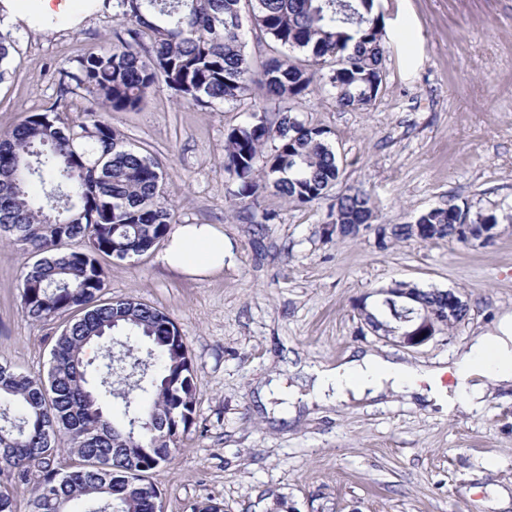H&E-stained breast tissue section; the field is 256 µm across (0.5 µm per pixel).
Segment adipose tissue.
<instances>
[{
	"mask_svg": "<svg viewBox=\"0 0 512 512\" xmlns=\"http://www.w3.org/2000/svg\"><path fill=\"white\" fill-rule=\"evenodd\" d=\"M105 0H0V22L12 27L41 23L44 29H71L101 11ZM224 235L209 224H181L161 256L167 266L190 275L223 269ZM453 384L444 385V374ZM312 396L374 398L386 391L417 396L444 410L480 405L488 382L512 384V313L493 332L462 352L449 368L410 365L389 355L359 353L333 367L308 369Z\"/></svg>",
	"mask_w": 512,
	"mask_h": 512,
	"instance_id": "obj_1",
	"label": "adipose tissue"
}]
</instances>
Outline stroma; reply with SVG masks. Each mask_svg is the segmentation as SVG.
<instances>
[{
    "mask_svg": "<svg viewBox=\"0 0 512 512\" xmlns=\"http://www.w3.org/2000/svg\"><path fill=\"white\" fill-rule=\"evenodd\" d=\"M385 79L362 109L319 89L296 106L327 129L342 176L327 198L300 206L271 191L234 197L224 169L228 129L250 104L208 110L160 88L138 110L116 112L127 142L158 158L173 224L224 234V268L196 278L167 269L164 244L126 260L100 256L105 298L156 306L175 321L195 369L194 423L173 458L149 473L162 512H512V389L488 385L481 409L447 412L391 394L332 403L310 399L306 361L335 366L355 351L423 367L458 352L512 313V0H375ZM120 21L105 10L74 30L13 29L0 68V134L53 103L79 99L59 83L63 63L112 44ZM362 187L370 229H328L331 203ZM496 213L488 244L402 241L394 225L447 204ZM271 211L256 228L250 215ZM27 254L0 243V363L46 376L63 321L27 319L19 275ZM406 282L454 290L467 316L418 348L373 334L356 305Z\"/></svg>",
    "mask_w": 512,
    "mask_h": 512,
    "instance_id": "1",
    "label": "stroma"
}]
</instances>
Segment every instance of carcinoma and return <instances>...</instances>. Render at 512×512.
Masks as SVG:
<instances>
[{"label": "carcinoma", "instance_id": "carcinoma-1", "mask_svg": "<svg viewBox=\"0 0 512 512\" xmlns=\"http://www.w3.org/2000/svg\"><path fill=\"white\" fill-rule=\"evenodd\" d=\"M374 0H112L128 38L59 70L85 90L82 102L32 113L0 134V240L24 246L21 309L31 321L72 314L52 349L47 377L0 364V461L15 478L40 480L30 512H154L159 491L146 473L171 460L194 423L196 387L188 350L170 315L133 300H103L97 256L146 254L169 232L170 209L158 202L164 173L148 153L128 146L104 117L134 111L161 87L181 103L212 108L246 99L251 84L268 105L254 121L230 129L224 166L245 199L268 189L299 205L323 199L340 177L329 131L291 116L315 90L316 65L343 108L372 104L383 83L385 48ZM284 52L260 72L246 52L241 13ZM77 109L82 119L62 114ZM271 153H264L268 143ZM262 166H257V163ZM458 207L434 208L415 223L433 239L465 242ZM332 223L364 224L371 197L354 188L330 205ZM380 336H392L414 311L361 302ZM142 336L146 355L112 331ZM95 346L100 360L85 359ZM120 398L126 423L105 404Z\"/></svg>", "mask_w": 512, "mask_h": 512}]
</instances>
